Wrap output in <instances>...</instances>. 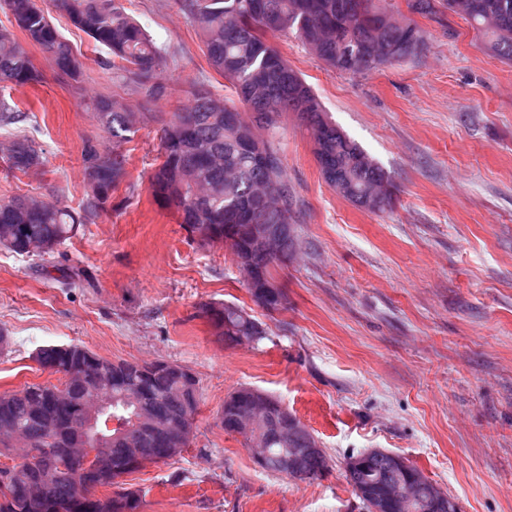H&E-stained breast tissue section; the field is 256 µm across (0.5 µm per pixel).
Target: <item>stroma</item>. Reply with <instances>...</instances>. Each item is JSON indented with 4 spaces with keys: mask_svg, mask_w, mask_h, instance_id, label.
Masks as SVG:
<instances>
[{
    "mask_svg": "<svg viewBox=\"0 0 512 512\" xmlns=\"http://www.w3.org/2000/svg\"><path fill=\"white\" fill-rule=\"evenodd\" d=\"M167 66L146 97L105 69L110 56L68 19L54 21L82 74H61L37 45V84L0 83L26 120L0 127V198L38 192L85 200L84 147L127 156L126 177L97 217L41 256L0 247V394L59 383L33 356L79 344L100 357L178 363L199 381L189 448L127 475L138 512H364L345 477L349 455H404L460 512H512V62L482 47L461 17L416 16L420 51L366 74L328 68L300 41L273 36L324 112L387 172L394 201L372 212L322 178L295 113L272 139L292 189L298 253L276 268L284 309L251 299L229 245L203 247L154 200L160 128L194 88L229 83L174 0H130ZM101 95L150 121L113 142L90 103ZM34 139L43 164L14 169L4 146ZM234 303L262 322L250 345L218 339L198 307ZM271 395L321 442L314 481L259 467L217 413L234 389Z\"/></svg>",
    "mask_w": 512,
    "mask_h": 512,
    "instance_id": "obj_1",
    "label": "stroma"
}]
</instances>
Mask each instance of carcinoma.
Here are the masks:
<instances>
[{"instance_id": "1", "label": "carcinoma", "mask_w": 512, "mask_h": 512, "mask_svg": "<svg viewBox=\"0 0 512 512\" xmlns=\"http://www.w3.org/2000/svg\"><path fill=\"white\" fill-rule=\"evenodd\" d=\"M54 11L66 17L88 35L97 46L106 48L120 64L112 68L132 75L146 87L166 66L160 46L145 28L128 13L123 0H51ZM187 18L199 30L211 65L230 84L232 97L215 98L198 91L188 106L173 113L161 128V167L149 176V189L163 208H172L190 235L196 226L209 225L210 235L201 246L228 243L233 251L248 242L250 225L271 224L280 229L275 254L256 253L252 257L259 276L273 277V269L284 265L296 251L291 224L294 197L288 187L282 160L272 142L260 136L262 129L278 127L282 116L297 113L314 143L320 173L338 195L356 206L370 198V211H381L392 200L389 176L354 140L329 121L320 102L283 58L267 34L292 35L330 68L342 73H368L381 66L406 60L417 54L423 39L414 22L404 25L395 17L389 0H176ZM467 20L484 37V47L493 55L512 62V0H408V8L421 16L438 13V5ZM15 25L30 42L50 55L62 74L77 79L81 64L38 0H0ZM390 14L387 22L375 21L367 27L356 25L362 12ZM0 81L16 86L36 84L41 74L26 48L7 28L0 29ZM97 123L120 141L134 131L136 113L117 100L98 98L92 102ZM23 112L0 101V125L14 124ZM11 165L22 172L43 163L42 149L23 137L9 148ZM86 199L75 213L42 195L32 193L0 200V242L11 252L30 255L29 245L39 240L48 251L73 237L79 225L91 221L110 192L126 176V155L93 147L84 154ZM253 302L268 310L284 308L286 297L266 299L252 292ZM198 314L207 319L215 334L226 341L251 334L256 342L266 338L262 323L232 304L207 302ZM94 363L112 373V397L117 399L112 413L129 416L146 411L159 419L195 416L200 405L198 381L187 368L172 362L140 364L113 362L98 357L88 348L67 350L50 345L40 348V365L68 374L75 367ZM56 388L51 383H33L10 394L0 406V424L8 423L26 440L23 452L13 455L22 462V471L0 489L5 503L0 512H97L90 500L75 497L74 477L60 470L43 503L29 497L28 477L42 469L44 458L63 452L50 428L52 421L78 418L84 399L91 392L78 383L67 389V398L54 406L46 418L35 414L44 394ZM249 388L240 387L224 400L218 419L227 434L235 433L239 409ZM280 401L270 398V418L257 425L266 455L257 461L264 470L282 473L288 449L305 448L311 432L296 430L287 441L277 431ZM190 439L151 434L140 438L139 452L160 457L168 448H187ZM125 442H112V457L98 479V485L112 489V512H137L138 495L122 486V478L138 470ZM328 471L326 455L306 460L299 480H316ZM376 478L381 484L393 480L388 460L374 456L346 476L352 486Z\"/></svg>"}]
</instances>
